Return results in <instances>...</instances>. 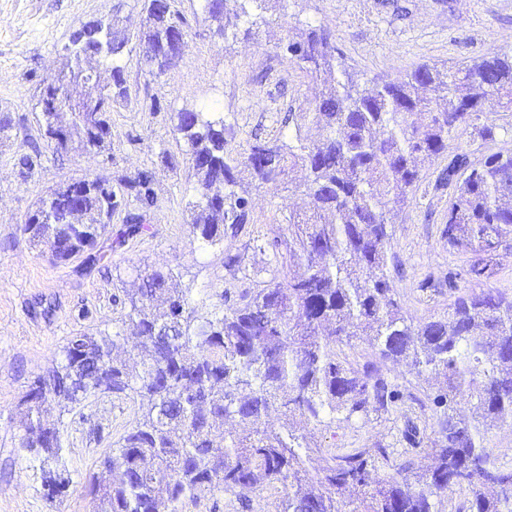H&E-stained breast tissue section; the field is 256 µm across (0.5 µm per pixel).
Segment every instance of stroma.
I'll list each match as a JSON object with an SVG mask.
<instances>
[{
  "instance_id": "35a3bbf8",
  "label": "stroma",
  "mask_w": 512,
  "mask_h": 512,
  "mask_svg": "<svg viewBox=\"0 0 512 512\" xmlns=\"http://www.w3.org/2000/svg\"><path fill=\"white\" fill-rule=\"evenodd\" d=\"M143 4L0 0V116L12 120L8 137L0 139V512H94L88 476L134 424L137 399L97 394L65 413L61 463L69 484L53 499L42 485L38 461L20 446L17 405L30 383L61 360L70 337L121 328L126 311L113 298L133 287L138 269L171 268L198 299L270 278V256L249 246V231L225 234L221 244L199 249L188 208L197 178L184 159L177 112L222 116L231 129L226 150L239 159L257 142L287 138L289 114L313 95L309 76L281 47L296 27L326 30L365 82L403 79L421 63L452 65L512 50V0H280L258 34L243 36L242 20L240 36L229 41L207 20L204 0H172L186 24L183 56L156 78L138 43H129L124 63L130 97L112 106L105 149L89 155L76 143L64 149L47 143L40 131V90L57 73L75 33L83 24L116 15L120 28L136 34L144 24ZM486 124L493 125V138L479 136ZM494 153H512V112L490 107L449 134L447 151L422 171L388 227L387 274L414 321L443 316L470 286L462 272L471 256L450 247L444 233L453 195L437 187L438 174L455 155L475 165ZM25 156L32 158V168L21 165ZM147 169L154 173V203L145 212L144 231L107 252L94 268L80 257L52 261L48 248L31 245L22 230L28 214L57 185L102 177L122 195L126 180ZM301 178L295 172L272 187L241 172L251 204L249 230L269 238L285 234L289 210L307 203L295 187ZM230 255L240 256V272L225 267ZM451 271L459 274L452 288L444 282ZM380 365L388 380L412 395L403 413L372 411L327 430L312 429L315 444L392 446L408 417L426 440L436 437V417L423 405L427 385L404 366Z\"/></svg>"
}]
</instances>
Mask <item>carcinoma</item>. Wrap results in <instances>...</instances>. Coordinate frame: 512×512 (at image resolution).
I'll return each instance as SVG.
<instances>
[{
  "mask_svg": "<svg viewBox=\"0 0 512 512\" xmlns=\"http://www.w3.org/2000/svg\"><path fill=\"white\" fill-rule=\"evenodd\" d=\"M249 2L235 14L252 17L248 36L266 24L274 0ZM144 9L138 41L157 77L171 66V40L185 30L170 0H145ZM206 13L224 39L237 37L222 0H206ZM129 41L110 20L82 25L70 56L47 81L53 93L42 106L43 134L67 127L69 142L86 152L105 147L106 114L128 93L122 61ZM286 51L315 83L292 140L257 142L240 162L225 151L224 121L185 110L175 125L198 177L191 228L204 246L249 223L239 166L260 184L304 171L308 207L289 212L288 236L269 243L271 279L233 301L215 293L219 304L202 314L171 270H137L139 286L122 304L149 359L131 369L114 358L127 339L121 330L68 339L50 377H37L19 401L21 445L39 461L48 495L60 496L68 484L60 469L62 417L80 393L103 383L138 397L139 415L91 477L98 512H176L217 492L251 512L253 495L275 484L282 487L275 512H447L453 488L468 496L452 512H512V453L486 446L493 429L512 426V298L481 288L459 297L447 315L415 323L385 274L388 226L422 169L448 148V135L490 99L512 112V53L453 66L420 64L400 81L369 86L323 30H298ZM103 62L111 63L112 84L97 120L85 126L73 114L87 112L89 97L72 71ZM309 122L321 130L316 141L302 135ZM153 179L143 170L128 183L143 208L153 203ZM438 182L454 196L448 244L474 256L468 275L480 283L489 278L486 257L512 248V154L472 169L457 155ZM76 185L74 194L52 189L42 199L50 205L48 219L23 230L34 244L49 246L54 260L84 254L93 265L102 259L97 247L111 218L96 180ZM74 211L85 223H70ZM144 229L142 214H128L111 246ZM295 261L305 272L291 277L287 268ZM358 336L417 379H442L428 394L439 427L429 447L410 419L401 451L380 444L336 450L308 440V425L326 428L405 403L403 390L378 369L359 371L342 356L341 346ZM461 404L469 414L460 413ZM272 411L280 415L276 427L268 423ZM228 419L249 432H227L219 444ZM315 455L321 465L313 475Z\"/></svg>",
  "mask_w": 512,
  "mask_h": 512,
  "instance_id": "1",
  "label": "carcinoma"
}]
</instances>
